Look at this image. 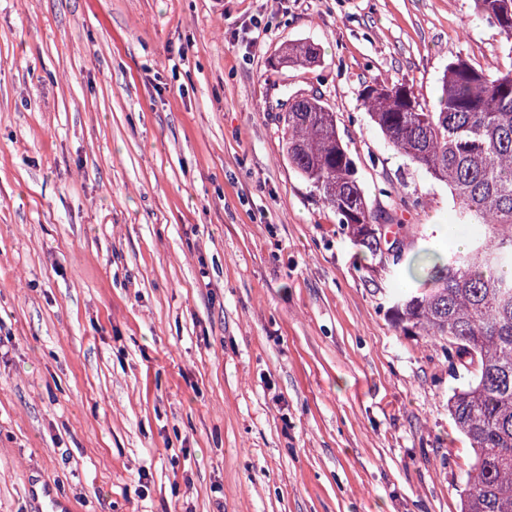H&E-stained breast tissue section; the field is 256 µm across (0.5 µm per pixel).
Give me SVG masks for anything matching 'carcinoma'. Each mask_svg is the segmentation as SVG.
<instances>
[{"label": "carcinoma", "instance_id": "carcinoma-1", "mask_svg": "<svg viewBox=\"0 0 512 512\" xmlns=\"http://www.w3.org/2000/svg\"><path fill=\"white\" fill-rule=\"evenodd\" d=\"M477 14L512 40V0H473ZM511 63L494 68L459 57L439 86V107L419 101L406 83L373 82L359 93L370 121L390 146L448 187L457 222L488 229L462 250L409 255L398 236L406 225L378 212L358 180L355 159L339 136L336 113L321 99H298L281 114L289 164L336 214L349 236L373 252L401 249L424 287L403 294L394 321L418 336L444 340L462 383L448 412L468 440L474 463L460 491L461 512H512V46ZM282 62L312 66L316 48L298 43ZM400 211L422 205L393 186Z\"/></svg>", "mask_w": 512, "mask_h": 512}]
</instances>
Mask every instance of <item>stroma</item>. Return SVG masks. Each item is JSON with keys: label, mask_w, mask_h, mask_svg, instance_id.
Segmentation results:
<instances>
[{"label": "stroma", "mask_w": 512, "mask_h": 512, "mask_svg": "<svg viewBox=\"0 0 512 512\" xmlns=\"http://www.w3.org/2000/svg\"><path fill=\"white\" fill-rule=\"evenodd\" d=\"M320 63L283 66L289 45ZM472 0H0V512H460L473 451L444 341L403 332L402 268L288 163L322 97L374 207L445 185L358 93L436 105L449 62L505 59ZM456 232H449V224Z\"/></svg>", "instance_id": "35a3bbf8"}]
</instances>
